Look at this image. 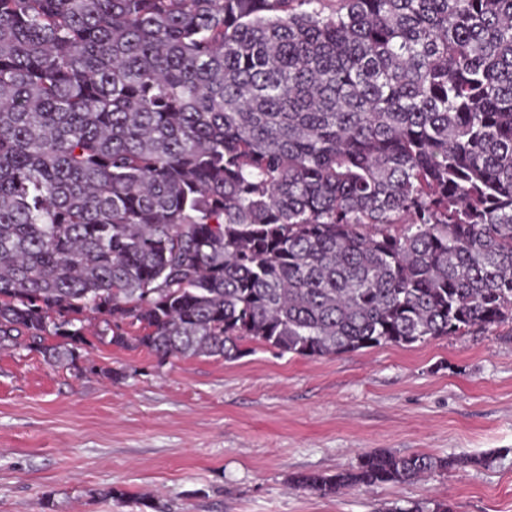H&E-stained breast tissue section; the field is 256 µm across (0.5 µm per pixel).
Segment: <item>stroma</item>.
Instances as JSON below:
<instances>
[{
  "mask_svg": "<svg viewBox=\"0 0 512 512\" xmlns=\"http://www.w3.org/2000/svg\"><path fill=\"white\" fill-rule=\"evenodd\" d=\"M86 377L19 347L0 350V512H512V326L412 345L301 358L265 347L227 361L100 343ZM407 484L319 495L299 472L369 451L481 456Z\"/></svg>",
  "mask_w": 512,
  "mask_h": 512,
  "instance_id": "obj_1",
  "label": "stroma"
}]
</instances>
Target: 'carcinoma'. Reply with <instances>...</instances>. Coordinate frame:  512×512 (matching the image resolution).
I'll use <instances>...</instances> for the list:
<instances>
[{"label": "carcinoma", "instance_id": "obj_1", "mask_svg": "<svg viewBox=\"0 0 512 512\" xmlns=\"http://www.w3.org/2000/svg\"><path fill=\"white\" fill-rule=\"evenodd\" d=\"M314 2L0 0V350L317 358L512 323V0Z\"/></svg>", "mask_w": 512, "mask_h": 512}]
</instances>
